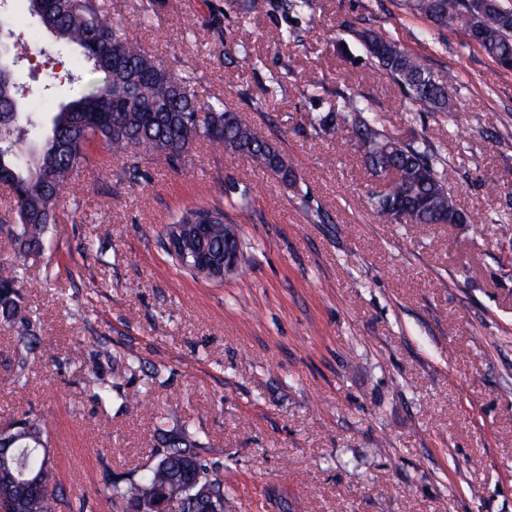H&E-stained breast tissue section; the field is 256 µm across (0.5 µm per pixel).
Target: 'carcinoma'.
<instances>
[{"label":"carcinoma","mask_w":512,"mask_h":512,"mask_svg":"<svg viewBox=\"0 0 512 512\" xmlns=\"http://www.w3.org/2000/svg\"><path fill=\"white\" fill-rule=\"evenodd\" d=\"M407 9L437 30L461 26L491 59L512 70V9L503 0H405ZM276 11L302 14L310 0H271ZM28 10L56 42L77 49L91 65L83 91L61 103L46 128L34 127L13 81V72L0 75V182L9 184L16 208L0 216V236L13 245L14 259L0 266V317L16 325L11 383L23 385L31 356L40 343L39 319L20 303L16 289L29 254L46 245L48 225L55 223L63 193L78 172L91 163L96 146L125 160L136 173L145 156H160L173 165L185 162L195 141L203 138L225 153L249 159L275 173L286 185L296 182L293 163L266 135L264 128L242 122L217 98L200 103L191 81L164 66L136 42L122 21L112 17L105 0H28ZM370 61L404 91L412 112H444L456 116L448 81L390 36L377 31L356 33ZM307 124L316 134L335 137L347 132L357 140L370 173L390 181L373 192L367 206L389 223L405 213L414 224L468 223L450 191L457 169L425 140L402 142L385 130L369 101L342 94L336 109L309 113ZM224 225H209L207 235L185 241L186 250H224ZM98 356L133 373L134 357L117 358L109 350ZM13 440H0V488H11L26 512H57L55 494L37 493L21 474L52 479L43 467L50 432L41 418L25 414ZM160 447L154 462L137 477L114 479L106 471L103 493L122 512L152 500L161 490L177 493L184 512L197 510L198 496L224 498L223 465L203 456L198 435L176 424L158 428Z\"/></svg>","instance_id":"1"}]
</instances>
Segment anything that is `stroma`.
<instances>
[{
    "mask_svg": "<svg viewBox=\"0 0 512 512\" xmlns=\"http://www.w3.org/2000/svg\"><path fill=\"white\" fill-rule=\"evenodd\" d=\"M243 1L112 0V13L190 73L200 101L222 98L263 126L296 182L203 139L188 164L149 156L134 176L99 151L65 191L48 246L26 260L20 296L41 323L25 386L8 383L15 331L0 319V422L46 420L58 512L78 498L110 512L103 469L142 473L165 417L223 463L224 512H512V70L404 0H314L299 16ZM0 17L29 46L14 67L28 111H55L80 85L46 86L47 71L85 76L88 65L73 51L42 56L53 39L26 0H0ZM279 27L297 39L270 42ZM364 27L447 77L457 122L410 111L354 39ZM242 45L255 69L238 68ZM342 92L366 96L393 138L423 137L455 164L468 223L390 224L368 208L383 182L348 139L306 123ZM243 197L239 273L197 278L164 252L162 232L184 210L220 198L230 221ZM76 346L85 362L65 363ZM104 346L137 356L142 372L91 365ZM97 374L111 403L93 397ZM135 391L148 413L123 406Z\"/></svg>",
    "mask_w": 512,
    "mask_h": 512,
    "instance_id": "1",
    "label": "stroma"
}]
</instances>
